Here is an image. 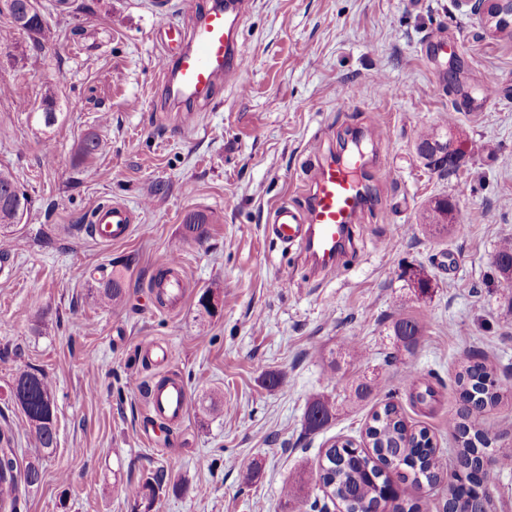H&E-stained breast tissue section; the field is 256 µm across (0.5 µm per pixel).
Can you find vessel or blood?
I'll return each instance as SVG.
<instances>
[{
    "label": "vessel or blood",
    "mask_w": 512,
    "mask_h": 512,
    "mask_svg": "<svg viewBox=\"0 0 512 512\" xmlns=\"http://www.w3.org/2000/svg\"><path fill=\"white\" fill-rule=\"evenodd\" d=\"M250 6V0H214L188 35L160 18L155 35L162 46L161 75L170 100L198 101L236 78L247 58L239 30ZM365 200L361 176L342 158L332 157L318 163L307 205L274 208L266 229L283 243L301 246L314 269L332 272ZM132 224L130 210L119 203L96 213V233L106 243L128 238ZM146 400L153 425L172 424L185 419L190 392L186 383L172 377L162 385L150 384Z\"/></svg>",
    "instance_id": "1"
}]
</instances>
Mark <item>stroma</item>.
<instances>
[{"instance_id": "obj_1", "label": "stroma", "mask_w": 512, "mask_h": 512, "mask_svg": "<svg viewBox=\"0 0 512 512\" xmlns=\"http://www.w3.org/2000/svg\"><path fill=\"white\" fill-rule=\"evenodd\" d=\"M209 3L40 0L53 33L43 42L0 12L12 34L0 47V165L31 199L0 280V430L20 461L36 450L10 397L17 370L43 371L56 406V447L21 512H133L149 479L159 484L151 512H287L283 486L315 480L325 449L362 441L388 402L454 461L448 418L462 408V365L512 374V281L494 262L512 239V39L462 0H251L245 66L188 114L164 97L154 29L163 9L191 30ZM433 41L446 56L426 54ZM49 90L59 118L44 128L33 115ZM373 116L384 140L356 142ZM450 118L465 151L452 176L415 150L420 129ZM91 133L98 154L78 164ZM316 145L380 157L335 277L311 276L298 247L264 231L276 205L304 207ZM442 197L456 199L464 224L426 234L421 214ZM112 201L135 221L127 239L104 244L87 226ZM198 211L214 219L201 243L182 231ZM172 255L191 283L174 310L149 298ZM112 277L124 300L92 302ZM206 290L218 299L209 313L198 305ZM401 313L424 323L411 350L392 334ZM153 340L171 349L165 369L142 358ZM352 342L361 361L344 354ZM272 373L282 386H268ZM167 375L188 385L189 411L157 428L155 445L140 431L143 389ZM361 378L382 390L350 400ZM411 378L435 389L431 406H411ZM327 394L336 413L309 430L307 406Z\"/></svg>"}]
</instances>
